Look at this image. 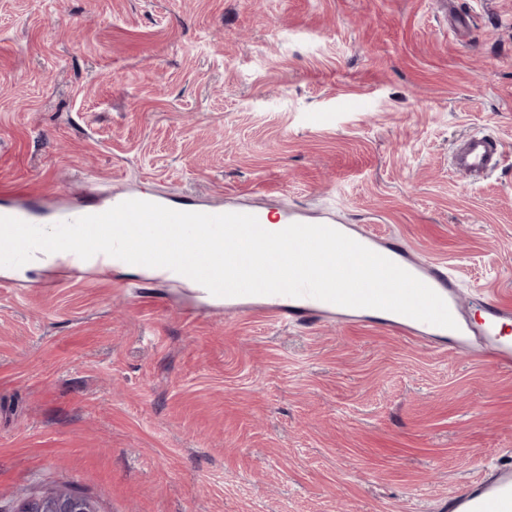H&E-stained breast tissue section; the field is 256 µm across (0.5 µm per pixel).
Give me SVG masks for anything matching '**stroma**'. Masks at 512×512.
I'll return each mask as SVG.
<instances>
[{
	"mask_svg": "<svg viewBox=\"0 0 512 512\" xmlns=\"http://www.w3.org/2000/svg\"><path fill=\"white\" fill-rule=\"evenodd\" d=\"M512 0H0V180L330 214L512 298ZM273 183L275 196H261ZM512 458V374L191 284L0 269V512H436ZM509 155L503 143L484 132H475L464 141L454 157L457 169L481 178L497 170ZM20 512H97L90 500L67 492L50 491L28 500Z\"/></svg>",
	"mask_w": 512,
	"mask_h": 512,
	"instance_id": "obj_1",
	"label": "stroma"
}]
</instances>
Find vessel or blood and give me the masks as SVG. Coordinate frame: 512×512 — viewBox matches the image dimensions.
<instances>
[{"label":"vessel or blood","instance_id":"obj_1","mask_svg":"<svg viewBox=\"0 0 512 512\" xmlns=\"http://www.w3.org/2000/svg\"><path fill=\"white\" fill-rule=\"evenodd\" d=\"M511 154L512 152L499 140L479 131L469 135L464 141L454 157V163L459 170L481 178L497 170ZM104 210L105 207L101 204H84L59 207L47 215L43 210L28 203L1 205L0 266L14 267L24 261L22 247L33 242L38 224L72 221L84 215L102 213ZM247 210L257 217L259 223H267L268 219L272 218L282 229L292 223L309 224L313 221L312 216L304 211L285 207L273 217L268 216L261 206L255 205ZM340 230L390 259L435 290L447 303L458 324L457 329L434 326L381 309L370 312L363 308L350 310L309 296L228 297L224 300L225 305L233 308H261L298 323L318 320L331 313L353 322L369 318L373 323L396 333L413 336L438 347L461 346L476 337L484 343L479 353L481 360L498 370L512 371V339L503 337L500 333L501 325L512 319L511 303L495 297L487 298L480 304V321H472L460 301L458 278L447 264L413 256L399 244L379 238L363 225L344 224ZM441 509L442 512H512V463L500 462L490 471L480 473L478 477L468 482L462 492L450 496L442 504Z\"/></svg>","mask_w":512,"mask_h":512}]
</instances>
